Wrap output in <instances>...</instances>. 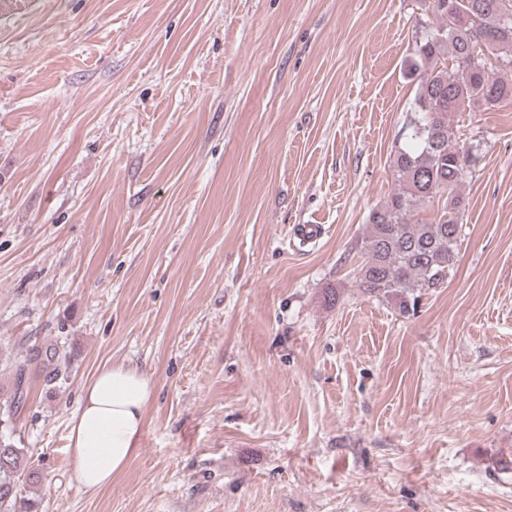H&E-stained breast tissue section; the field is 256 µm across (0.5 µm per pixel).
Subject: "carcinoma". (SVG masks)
<instances>
[{"label": "carcinoma", "instance_id": "carcinoma-1", "mask_svg": "<svg viewBox=\"0 0 512 512\" xmlns=\"http://www.w3.org/2000/svg\"><path fill=\"white\" fill-rule=\"evenodd\" d=\"M428 9L434 22L420 23L411 63L418 74L414 117L391 156L398 185L368 215L355 276L361 292L395 302L404 315L417 312L455 265L465 207L460 186L479 161L476 150L458 146L448 114L512 100V80L495 76L512 69V0H429ZM440 199L433 217L417 218ZM22 401L19 380L0 414L13 416ZM40 480L24 449L0 432V512H32L22 488Z\"/></svg>", "mask_w": 512, "mask_h": 512}]
</instances>
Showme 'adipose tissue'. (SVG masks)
I'll use <instances>...</instances> for the list:
<instances>
[{"label":"adipose tissue","instance_id":"adipose-tissue-1","mask_svg":"<svg viewBox=\"0 0 512 512\" xmlns=\"http://www.w3.org/2000/svg\"><path fill=\"white\" fill-rule=\"evenodd\" d=\"M146 375L126 365L101 368L83 386L69 420L71 477L95 493L137 455L144 411L153 395Z\"/></svg>","mask_w":512,"mask_h":512}]
</instances>
